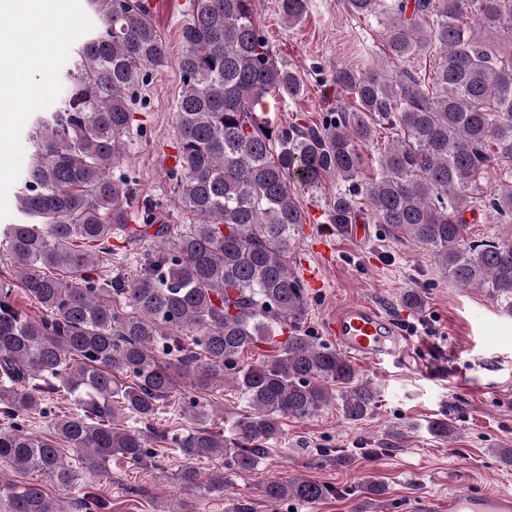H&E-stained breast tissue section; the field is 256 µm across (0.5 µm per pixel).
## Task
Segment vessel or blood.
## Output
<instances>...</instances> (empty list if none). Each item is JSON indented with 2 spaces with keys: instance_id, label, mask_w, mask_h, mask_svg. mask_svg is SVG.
<instances>
[{
  "instance_id": "1",
  "label": "vessel or blood",
  "mask_w": 512,
  "mask_h": 512,
  "mask_svg": "<svg viewBox=\"0 0 512 512\" xmlns=\"http://www.w3.org/2000/svg\"><path fill=\"white\" fill-rule=\"evenodd\" d=\"M330 330L337 346L358 360L380 362L402 354L396 329L372 305L339 311ZM409 512H512V492L453 491L442 501L415 503Z\"/></svg>"
}]
</instances>
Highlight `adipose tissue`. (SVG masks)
Returning <instances> with one entry per match:
<instances>
[{
	"instance_id": "adipose-tissue-1",
	"label": "adipose tissue",
	"mask_w": 512,
	"mask_h": 512,
	"mask_svg": "<svg viewBox=\"0 0 512 512\" xmlns=\"http://www.w3.org/2000/svg\"><path fill=\"white\" fill-rule=\"evenodd\" d=\"M15 5L10 10L12 23L0 31V45L9 46L27 38H34V50L42 65H50L52 49L59 29L67 25L66 17H58L57 25L53 28H42L38 20L44 8V0H14Z\"/></svg>"
}]
</instances>
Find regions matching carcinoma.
<instances>
[{"label": "carcinoma", "mask_w": 512, "mask_h": 512, "mask_svg": "<svg viewBox=\"0 0 512 512\" xmlns=\"http://www.w3.org/2000/svg\"><path fill=\"white\" fill-rule=\"evenodd\" d=\"M288 24L308 0H279ZM258 0H192L181 30L183 91L169 177L199 221L185 232L159 220L162 205L135 204L132 181L112 175L133 131V95L161 66L167 46L145 0H87L102 28L76 49L60 77L65 97L34 119L28 161L15 196L22 222L0 228L21 288L42 307L35 318L15 306V284L0 279V465L36 470L68 495L38 484L0 482V512H111L84 489L80 470L106 469L115 455L132 466L154 457L143 432L181 390L199 423L169 441L184 465L180 488L224 492L230 475L255 469L282 434L283 419H304L337 403L361 421L376 405L342 353L301 330L303 282L288 269V247L306 216L290 180L314 186L328 176L348 189L328 202L332 224H350L365 160L360 147L386 124L398 131L366 187L377 223L427 247L462 287L485 288L512 310V241L470 237L478 207L512 219V185L480 197L478 180L496 163L512 166V53L474 39L468 18L495 32L512 29V0H346L358 18L382 17L396 62L424 52L438 58L434 90L406 68L338 67L336 90L358 110L327 109L319 126L273 127L268 98L296 99L297 74L275 61L257 20ZM426 19L432 20L428 26ZM270 133H265V130ZM150 241L130 278L112 277V239ZM285 338L278 341L279 334ZM274 350L253 361L244 352ZM235 386L246 410L234 437L207 426L215 413L198 392ZM64 392L80 412L53 420V442L23 426L49 415ZM221 459L207 473L201 459ZM271 502L316 503L330 488L301 476L263 487Z\"/></svg>", "instance_id": "obj_1"}]
</instances>
